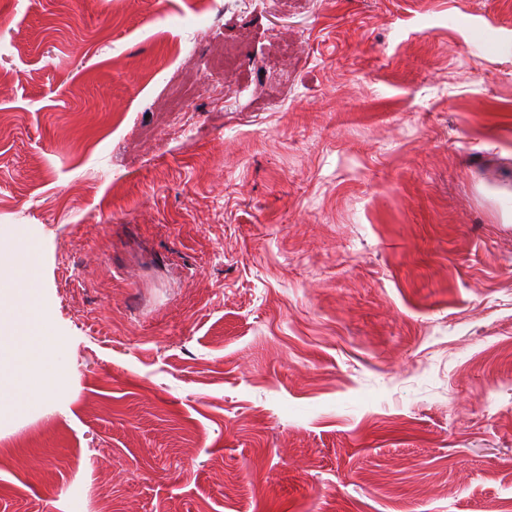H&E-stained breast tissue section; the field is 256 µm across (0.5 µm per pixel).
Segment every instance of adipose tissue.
Wrapping results in <instances>:
<instances>
[{
  "mask_svg": "<svg viewBox=\"0 0 512 512\" xmlns=\"http://www.w3.org/2000/svg\"><path fill=\"white\" fill-rule=\"evenodd\" d=\"M0 266L11 272L0 282V415L20 394L40 395L43 378L56 356L34 288L35 263L26 251L0 252Z\"/></svg>",
  "mask_w": 512,
  "mask_h": 512,
  "instance_id": "obj_1",
  "label": "adipose tissue"
}]
</instances>
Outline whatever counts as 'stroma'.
<instances>
[{
	"instance_id": "1",
	"label": "stroma",
	"mask_w": 512,
	"mask_h": 512,
	"mask_svg": "<svg viewBox=\"0 0 512 512\" xmlns=\"http://www.w3.org/2000/svg\"><path fill=\"white\" fill-rule=\"evenodd\" d=\"M1 73L0 512H512V0H0ZM0 266L11 279L0 282V415L22 393L40 395L43 378L55 359L34 286L35 263L25 250L0 252ZM5 336L6 339H2Z\"/></svg>"
}]
</instances>
